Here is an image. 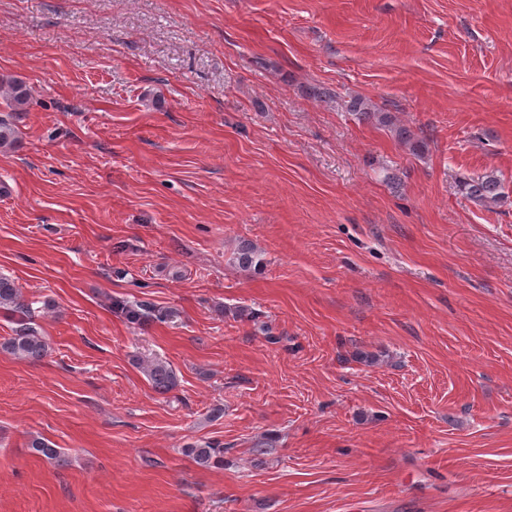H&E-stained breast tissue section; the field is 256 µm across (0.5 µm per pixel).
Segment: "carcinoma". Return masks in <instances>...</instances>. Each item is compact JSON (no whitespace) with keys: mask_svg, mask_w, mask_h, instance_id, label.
Segmentation results:
<instances>
[{"mask_svg":"<svg viewBox=\"0 0 512 512\" xmlns=\"http://www.w3.org/2000/svg\"><path fill=\"white\" fill-rule=\"evenodd\" d=\"M0 98L12 112H24L30 102L29 87L16 79L0 80ZM344 108L354 113L359 119L374 122L389 128L409 151L418 154L424 150L423 141L419 140L408 128L396 124L395 118L385 112L371 99L354 96L345 101ZM461 191L473 202L480 206L498 205L508 199L505 187L500 177L494 172H486L468 177L460 182ZM256 250L251 245H241L235 252L238 267L246 270L255 264ZM112 311L123 316L132 325L144 326L154 322H165L172 317L169 310L158 309L143 302L114 299L111 302ZM0 309L10 311L19 316V326L14 335L0 343V349L22 360H39L46 353L48 344L46 338L30 324V307L25 302L21 290L15 281L0 276ZM136 365L143 371L153 387L166 392L176 384V375L169 363L161 359L137 360ZM30 448L47 463L54 466L65 464L66 458L60 449L53 447L48 441L35 437L31 440ZM187 453L201 465L208 466L213 461H223L224 445L209 443L201 448L188 447Z\"/></svg>","mask_w":512,"mask_h":512,"instance_id":"obj_1","label":"carcinoma"}]
</instances>
